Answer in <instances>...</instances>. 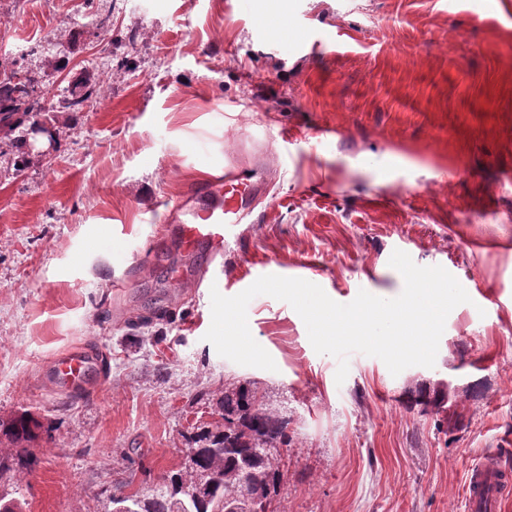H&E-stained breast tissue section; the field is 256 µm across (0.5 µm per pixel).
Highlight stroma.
I'll return each instance as SVG.
<instances>
[{
	"label": "stroma",
	"instance_id": "35a3bbf8",
	"mask_svg": "<svg viewBox=\"0 0 512 512\" xmlns=\"http://www.w3.org/2000/svg\"><path fill=\"white\" fill-rule=\"evenodd\" d=\"M17 68L41 78L56 144L19 171L0 140V420L42 425L24 450L0 438V496L112 512L150 494L239 381L288 419L273 512H464L473 466L512 469V0H0V70ZM80 77L93 97L59 111ZM263 151L277 170L223 256L159 233L192 186ZM397 249L470 296L434 367L354 353L336 384V358L267 295L247 317L276 370L204 339L211 282L392 299ZM73 348L103 373L67 394L45 368ZM421 382L444 384L458 424L410 407Z\"/></svg>",
	"mask_w": 512,
	"mask_h": 512
}]
</instances>
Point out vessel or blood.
I'll use <instances>...</instances> for the list:
<instances>
[{"label":"vessel or blood","mask_w":512,"mask_h":512,"mask_svg":"<svg viewBox=\"0 0 512 512\" xmlns=\"http://www.w3.org/2000/svg\"><path fill=\"white\" fill-rule=\"evenodd\" d=\"M264 183L249 181L243 171L225 169L223 176L194 186L180 212V235L186 249L208 244L214 255L224 249L225 226L241 223L264 194ZM96 357L88 350H72L48 364V376L61 391L82 390L93 376ZM469 512H498L503 500L512 496V471L494 459L472 467L466 481Z\"/></svg>","instance_id":"1"}]
</instances>
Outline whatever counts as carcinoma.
I'll list each match as a JSON object with an SVG mask.
<instances>
[{
  "mask_svg": "<svg viewBox=\"0 0 512 512\" xmlns=\"http://www.w3.org/2000/svg\"><path fill=\"white\" fill-rule=\"evenodd\" d=\"M91 96V87L77 81L60 101V107L77 112ZM39 117L40 113L33 111L21 83L0 80V123L5 126L3 134L16 149L15 166L19 171L30 162L26 151L27 130ZM413 400L423 411L448 419V396L443 391L420 386ZM220 405L224 423L214 430L201 432L193 444L200 464L217 463L222 474L216 478L207 498L188 505L189 512H224L225 504L241 496L244 479L251 483V492L266 496L277 480L275 459H259L258 449L288 445V419L263 403L253 384L239 382L224 388ZM40 430L41 423L26 411L6 421L0 420V434L16 446L35 441ZM178 476L177 472L169 474L146 496V512H175Z\"/></svg>",
  "mask_w": 512,
  "mask_h": 512,
  "instance_id": "carcinoma-1",
  "label": "carcinoma"
}]
</instances>
